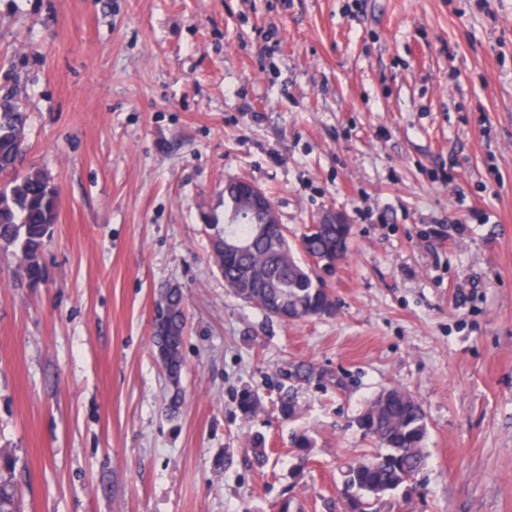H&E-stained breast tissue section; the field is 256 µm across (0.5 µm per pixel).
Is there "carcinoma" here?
Masks as SVG:
<instances>
[{
  "mask_svg": "<svg viewBox=\"0 0 512 512\" xmlns=\"http://www.w3.org/2000/svg\"><path fill=\"white\" fill-rule=\"evenodd\" d=\"M26 112L17 96L0 98V174L9 177L0 186V245L14 246L22 274L41 277L40 251L57 221L59 190L43 171L24 166ZM300 249L311 260L305 265L294 254L284 226L256 234L251 223H224V238L214 242L215 263L224 285L235 296L268 316V302L297 320L334 311L323 266L336 267L345 258L349 236L341 224H316L303 234ZM158 304L167 308L166 326L153 331L162 367L174 388L171 406L180 403L181 346L184 314L177 290L160 294ZM355 424L373 450L351 461L343 471L345 512H380L393 494L424 469L428 434L421 405L405 389L381 390L358 415ZM0 512H21L19 489L0 481Z\"/></svg>",
  "mask_w": 512,
  "mask_h": 512,
  "instance_id": "cac0c4a2",
  "label": "carcinoma"
}]
</instances>
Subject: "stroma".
Returning <instances> with one entry per match:
<instances>
[{
  "label": "stroma",
  "instance_id": "obj_1",
  "mask_svg": "<svg viewBox=\"0 0 512 512\" xmlns=\"http://www.w3.org/2000/svg\"><path fill=\"white\" fill-rule=\"evenodd\" d=\"M8 89L59 188L42 280L0 248V475L23 512H342L340 469L372 449L354 420L392 385L428 460L390 512H512V0H0ZM236 177L290 238L350 224L333 315L286 323L225 288ZM234 182L238 190L250 196L253 213L261 224H281L274 203L261 188L246 178H237ZM157 304L164 305L167 308L169 318L162 330H153V339L158 349L162 367L170 385L174 388L171 406L177 408L180 403L181 346L184 332V314L180 295L176 289H166L160 294Z\"/></svg>",
  "mask_w": 512,
  "mask_h": 512
}]
</instances>
